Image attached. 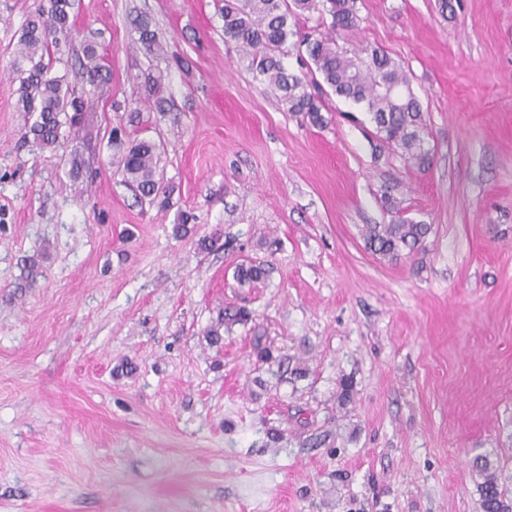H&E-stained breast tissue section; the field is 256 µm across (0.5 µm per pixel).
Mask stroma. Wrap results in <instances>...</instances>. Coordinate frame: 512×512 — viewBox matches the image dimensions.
<instances>
[{"label": "stroma", "mask_w": 512, "mask_h": 512, "mask_svg": "<svg viewBox=\"0 0 512 512\" xmlns=\"http://www.w3.org/2000/svg\"><path fill=\"white\" fill-rule=\"evenodd\" d=\"M41 3L0 0V512H482L474 457L512 468V0H358L338 38L407 71L424 170L339 98L321 127L286 112L221 0H75L69 87L88 88L85 43L112 69L77 179L68 151L20 142L13 49ZM140 14L167 56L134 44ZM134 110L162 143L165 209L112 167L104 132ZM389 179L432 227L394 261L361 237L390 221ZM248 261L265 281L237 283ZM239 306L250 320H226Z\"/></svg>", "instance_id": "1"}]
</instances>
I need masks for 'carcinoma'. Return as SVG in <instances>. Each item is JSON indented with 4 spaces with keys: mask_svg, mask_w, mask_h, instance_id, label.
Wrapping results in <instances>:
<instances>
[{
    "mask_svg": "<svg viewBox=\"0 0 512 512\" xmlns=\"http://www.w3.org/2000/svg\"><path fill=\"white\" fill-rule=\"evenodd\" d=\"M73 6V0H46L27 19L14 50L11 78L18 84L17 107L29 120L23 138L40 150H57L73 142L84 121L85 99L67 89L66 76L55 70L63 62L61 45L72 33ZM314 14L327 29L302 32L299 20ZM220 16L224 37L237 45L253 79L276 94L286 111L321 126L326 122L322 114L326 97L332 93L368 113L380 145L419 169L431 164L423 112L410 91L407 73L383 52L374 50L368 60L361 61L336 44L337 34L359 26L356 0H224ZM133 29L136 43L145 51L166 53L147 16L137 17ZM294 52L306 54L303 75L284 67L283 60ZM79 63L91 86L110 80L94 45H84ZM108 143L112 163L136 195L152 205H169L173 188L160 175V145L151 138H132L121 126L112 128ZM398 188L397 182L380 185L379 199L391 220L368 224L362 231L366 249L391 260L417 251L431 232V225L405 216ZM268 273L266 264L252 261L239 265L235 278L241 285H250ZM39 275L36 261L24 260L23 286L35 284ZM473 467L481 478L477 490L482 512H512V499L506 493L512 470L501 465L494 452L476 457Z\"/></svg>",
    "mask_w": 512,
    "mask_h": 512,
    "instance_id": "1",
    "label": "carcinoma"
}]
</instances>
